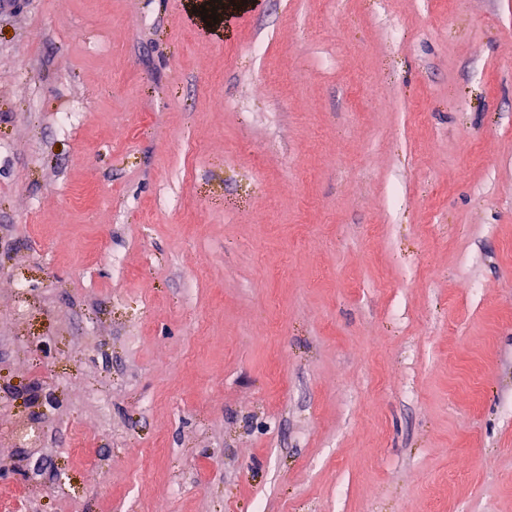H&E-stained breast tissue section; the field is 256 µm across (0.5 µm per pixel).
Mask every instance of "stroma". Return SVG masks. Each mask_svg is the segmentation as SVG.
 Instances as JSON below:
<instances>
[{
  "label": "stroma",
  "instance_id": "stroma-1",
  "mask_svg": "<svg viewBox=\"0 0 512 512\" xmlns=\"http://www.w3.org/2000/svg\"><path fill=\"white\" fill-rule=\"evenodd\" d=\"M0 449V512H512V0L0 12Z\"/></svg>",
  "mask_w": 512,
  "mask_h": 512
}]
</instances>
